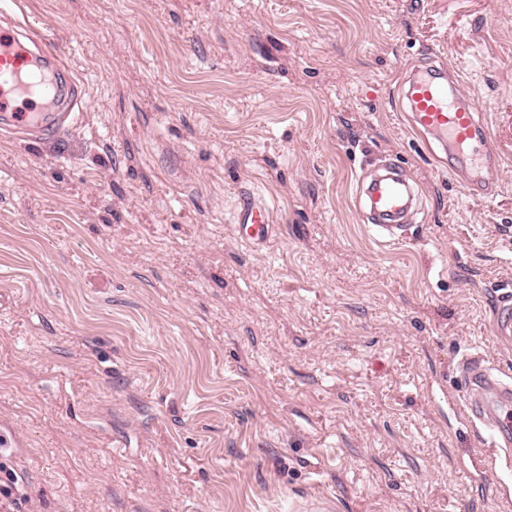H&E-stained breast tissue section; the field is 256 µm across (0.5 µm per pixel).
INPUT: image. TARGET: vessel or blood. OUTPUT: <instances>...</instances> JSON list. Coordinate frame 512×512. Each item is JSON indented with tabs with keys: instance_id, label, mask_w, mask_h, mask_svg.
<instances>
[{
	"instance_id": "1",
	"label": "vessel or blood",
	"mask_w": 512,
	"mask_h": 512,
	"mask_svg": "<svg viewBox=\"0 0 512 512\" xmlns=\"http://www.w3.org/2000/svg\"><path fill=\"white\" fill-rule=\"evenodd\" d=\"M413 126L426 145L448 159L449 171L475 198L495 193L490 174L503 154L492 138L484 112L463 92L459 74L444 66H414L405 94ZM86 106L81 86L66 77L60 54L45 35L27 21L0 14V120L15 129L51 137L68 128L74 113ZM357 188L368 202L370 223L390 244L402 243L405 214L415 200L413 180L398 166L385 175L361 180ZM235 232L244 244L261 249L274 239L277 227L268 203L254 195L239 199ZM494 333L512 342V292L499 296ZM460 387L472 419L491 429L490 447L512 451V372L484 357L462 365Z\"/></svg>"
}]
</instances>
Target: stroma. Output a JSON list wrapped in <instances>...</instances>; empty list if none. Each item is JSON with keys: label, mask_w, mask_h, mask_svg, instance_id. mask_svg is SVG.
<instances>
[{"label": "stroma", "mask_w": 512, "mask_h": 512, "mask_svg": "<svg viewBox=\"0 0 512 512\" xmlns=\"http://www.w3.org/2000/svg\"><path fill=\"white\" fill-rule=\"evenodd\" d=\"M20 2L88 106L0 127V512H512L457 387L512 369V0ZM428 58L505 153L490 200L402 108ZM388 157L422 198L399 246L357 200ZM268 203L251 194H242L234 215L235 232L244 244L262 249L274 239L276 224ZM495 336L501 342H512V292H504L499 296L494 323Z\"/></svg>", "instance_id": "stroma-1"}]
</instances>
